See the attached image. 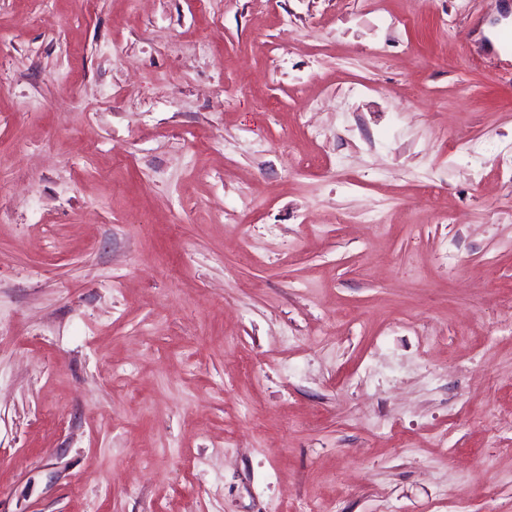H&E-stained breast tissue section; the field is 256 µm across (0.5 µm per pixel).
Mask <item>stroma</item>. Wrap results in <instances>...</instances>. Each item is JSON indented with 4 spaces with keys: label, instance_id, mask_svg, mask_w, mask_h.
I'll list each match as a JSON object with an SVG mask.
<instances>
[{
    "label": "stroma",
    "instance_id": "1",
    "mask_svg": "<svg viewBox=\"0 0 512 512\" xmlns=\"http://www.w3.org/2000/svg\"><path fill=\"white\" fill-rule=\"evenodd\" d=\"M503 22L0 0V512H512Z\"/></svg>",
    "mask_w": 512,
    "mask_h": 512
}]
</instances>
